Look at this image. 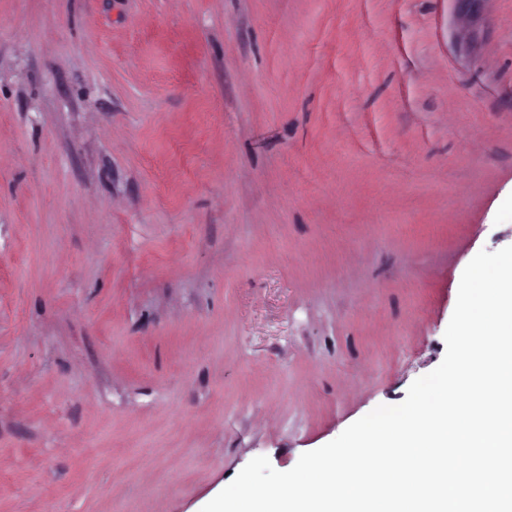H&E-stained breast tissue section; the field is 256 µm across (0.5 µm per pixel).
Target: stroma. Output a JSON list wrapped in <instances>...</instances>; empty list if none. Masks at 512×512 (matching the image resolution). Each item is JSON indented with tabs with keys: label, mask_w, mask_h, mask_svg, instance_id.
Wrapping results in <instances>:
<instances>
[{
	"label": "stroma",
	"mask_w": 512,
	"mask_h": 512,
	"mask_svg": "<svg viewBox=\"0 0 512 512\" xmlns=\"http://www.w3.org/2000/svg\"><path fill=\"white\" fill-rule=\"evenodd\" d=\"M509 245L512 0H0V512L290 470Z\"/></svg>",
	"instance_id": "obj_1"
}]
</instances>
